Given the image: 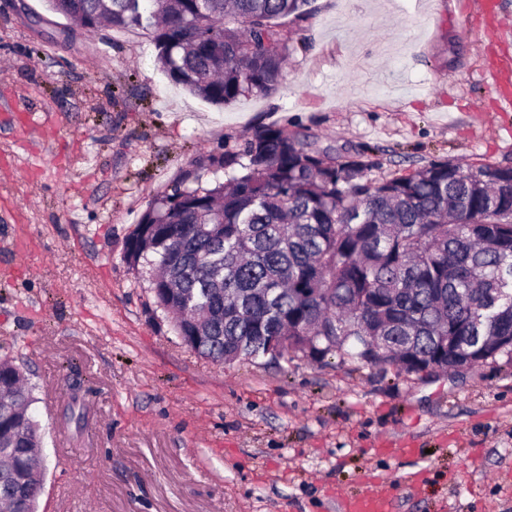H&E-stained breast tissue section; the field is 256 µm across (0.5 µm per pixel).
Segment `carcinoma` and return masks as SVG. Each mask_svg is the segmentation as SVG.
Listing matches in <instances>:
<instances>
[{"label": "carcinoma", "instance_id": "cac0c4a2", "mask_svg": "<svg viewBox=\"0 0 512 512\" xmlns=\"http://www.w3.org/2000/svg\"><path fill=\"white\" fill-rule=\"evenodd\" d=\"M307 0H112L113 28H156L158 62L190 93L224 106L279 85L288 43L276 20ZM80 23L98 0H46ZM150 204L124 259L200 356L315 361L330 354L420 373L512 357V168L482 176L433 161L391 179L334 157L307 135L263 125L206 155ZM275 337L287 341L268 354ZM31 389L0 359V502L37 512L44 492Z\"/></svg>", "mask_w": 512, "mask_h": 512}]
</instances>
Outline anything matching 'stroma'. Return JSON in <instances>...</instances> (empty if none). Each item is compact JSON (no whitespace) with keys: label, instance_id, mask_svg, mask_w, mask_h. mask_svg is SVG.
Here are the masks:
<instances>
[{"label":"stroma","instance_id":"35a3bbf8","mask_svg":"<svg viewBox=\"0 0 512 512\" xmlns=\"http://www.w3.org/2000/svg\"><path fill=\"white\" fill-rule=\"evenodd\" d=\"M307 0L269 95L217 106L170 80L152 28L90 33L0 0V359L33 389L39 512H512V362L406 374L200 357L124 260L143 212L258 125L362 155L512 166V0ZM501 70L499 81L489 73ZM341 508L345 512H391V502L387 497L370 493L358 496H343Z\"/></svg>","mask_w":512,"mask_h":512}]
</instances>
